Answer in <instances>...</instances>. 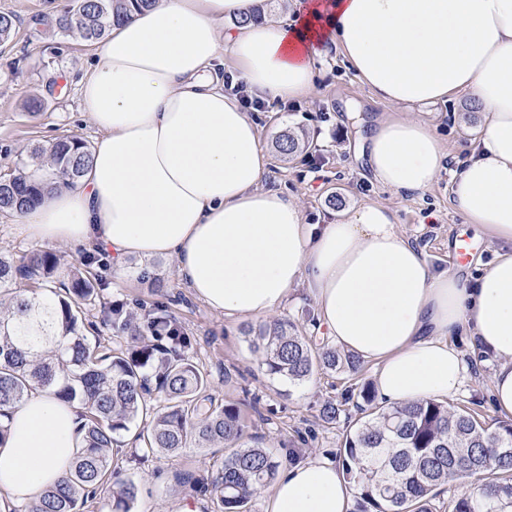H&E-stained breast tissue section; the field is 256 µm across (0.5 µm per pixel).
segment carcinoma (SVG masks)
Returning a JSON list of instances; mask_svg holds the SVG:
<instances>
[{"mask_svg":"<svg viewBox=\"0 0 512 512\" xmlns=\"http://www.w3.org/2000/svg\"><path fill=\"white\" fill-rule=\"evenodd\" d=\"M155 0H73L55 13L52 30L86 43L105 39L112 25ZM301 148L290 133L278 138L287 157ZM91 157L86 141L59 138L32 149L25 169L0 180V212L19 213L39 203L44 180L27 169L46 165L49 176L74 182ZM57 254L44 251L16 265L0 254V293L16 280L54 282ZM101 281L70 270L59 289L34 293L16 302L17 311L0 310V416L36 388L82 409L84 449L69 476L47 490L32 512H82L88 499L112 479V448L117 435L153 415L135 435L151 453L173 454L194 437L201 445H224V464L213 480L185 482L219 498L221 512H247L257 492L277 476L278 463L260 442L247 435L241 407H215L206 394V374L187 354L191 341L164 314H150L145 330L132 325L124 305L101 300ZM100 307V323L86 321ZM127 334L120 350L91 341L86 327ZM261 365L270 375L303 382L317 371L357 374L363 360L335 346L314 347L284 321L265 324L252 336ZM364 405L357 426L342 442L343 471L355 484L352 512H431L434 490L459 478L479 475L489 491L481 498L463 495L452 512H499L498 502L512 500V419L492 426L471 413L436 400L401 406L376 401L370 387L360 391ZM136 485L123 484L114 497L115 512H129Z\"/></svg>","mask_w":512,"mask_h":512,"instance_id":"1","label":"carcinoma"}]
</instances>
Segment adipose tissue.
Here are the masks:
<instances>
[{
  "mask_svg": "<svg viewBox=\"0 0 512 512\" xmlns=\"http://www.w3.org/2000/svg\"><path fill=\"white\" fill-rule=\"evenodd\" d=\"M258 0H156L98 44L79 84L99 136L77 183L49 188L16 225L41 244L171 257L186 288L236 320L279 311L307 282L333 344L375 367L391 405L447 400L466 373L467 336L495 363L491 397L512 415V0H297L292 19L252 21ZM334 43L394 112L365 138L376 182L427 192L447 153L406 106L464 93L484 115L479 143L450 195L502 246L474 277L434 271L386 206L305 223L297 201L264 188L258 128L224 91L232 59L259 96L303 99ZM0 442V506L38 502L83 451L78 409L37 389L10 408ZM355 487L326 457L290 464L265 512H350Z\"/></svg>",
  "mask_w": 512,
  "mask_h": 512,
  "instance_id": "obj_1",
  "label": "adipose tissue"
}]
</instances>
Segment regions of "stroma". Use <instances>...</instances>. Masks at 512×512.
I'll list each match as a JSON object with an SVG mask.
<instances>
[{"mask_svg":"<svg viewBox=\"0 0 512 512\" xmlns=\"http://www.w3.org/2000/svg\"><path fill=\"white\" fill-rule=\"evenodd\" d=\"M64 0H0V12L12 14L13 40L0 48V176L16 173L29 152L37 146L75 135L94 142L97 133L79 110L78 82L89 70L93 46L81 39L53 33L39 24L41 16L59 10ZM315 93L293 102L273 101L266 111L253 113L261 148L269 157L264 187L294 198L309 224H326L337 214L367 204H383L395 217L397 230L422 249L428 263L437 269L460 274L474 272L478 264L495 258L492 234L468 223L451 201L450 181L468 157L467 147L483 125V114L467 95L425 106H412L435 129L450 154L433 187L421 197L398 194L376 184L361 156L352 112L365 117L392 111V104L376 100L343 63L335 48L317 63ZM286 132L305 135L303 152L282 157L276 139ZM474 239L476 251L467 263L454 259L457 237ZM62 265L91 257V273L105 284V296L120 301L133 312L141 308L163 312L190 337L189 355L206 373L207 392L216 404L229 400L243 403L249 424L262 436L279 467L295 460L323 456L338 459L346 431L360 416L357 394L345 375L320 371L309 380L293 383L266 375L259 356L249 342L250 329L261 318L230 320L212 311L192 296L181 282L171 258H128L123 273H115L104 252L58 245L54 248ZM279 319L292 322L300 335L319 343L317 311L306 284L294 287ZM457 347L466 352L467 377L452 398L454 406L475 411L482 422L493 424L501 415L490 396L493 365L482 355H471L470 339L457 337ZM344 404L340 421L321 420L324 401ZM224 453L188 442L171 455L138 458L133 444H126L112 462V483L84 506V512H113V491L124 482L138 488L130 512H178L181 504L193 502L198 512H218L210 495L183 484L179 476L190 472L211 478L222 466Z\"/></svg>","mask_w":512,"mask_h":512,"instance_id":"1","label":"stroma"}]
</instances>
